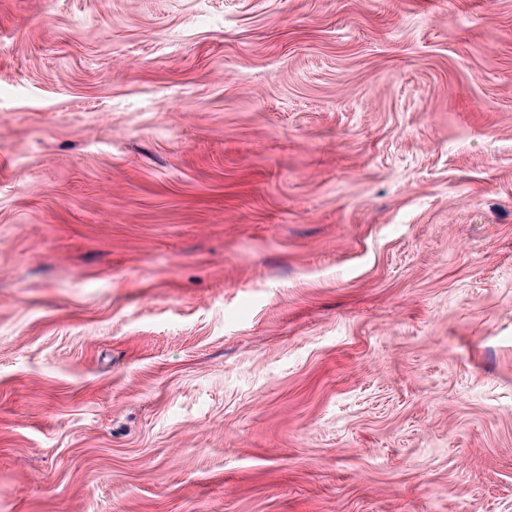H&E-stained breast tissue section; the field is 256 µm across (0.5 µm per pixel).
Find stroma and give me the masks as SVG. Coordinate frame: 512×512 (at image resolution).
Listing matches in <instances>:
<instances>
[{"label":"stroma","instance_id":"obj_1","mask_svg":"<svg viewBox=\"0 0 512 512\" xmlns=\"http://www.w3.org/2000/svg\"><path fill=\"white\" fill-rule=\"evenodd\" d=\"M0 512H512V0H0Z\"/></svg>","mask_w":512,"mask_h":512}]
</instances>
